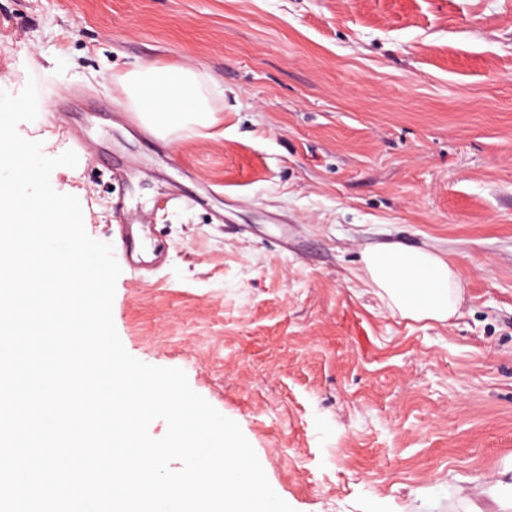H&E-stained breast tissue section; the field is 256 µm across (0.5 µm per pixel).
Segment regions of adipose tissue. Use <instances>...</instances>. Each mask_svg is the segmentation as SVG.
<instances>
[{"mask_svg": "<svg viewBox=\"0 0 512 512\" xmlns=\"http://www.w3.org/2000/svg\"><path fill=\"white\" fill-rule=\"evenodd\" d=\"M125 106L158 137L189 125L213 123L212 89L182 64L148 62L119 79ZM367 282L403 317L443 321L454 316L463 292L459 268L436 252L402 243L381 244L362 256Z\"/></svg>", "mask_w": 512, "mask_h": 512, "instance_id": "1", "label": "adipose tissue"}]
</instances>
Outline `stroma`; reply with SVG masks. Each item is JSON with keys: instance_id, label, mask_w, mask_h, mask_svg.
I'll use <instances>...</instances> for the list:
<instances>
[{"instance_id": "35a3bbf8", "label": "stroma", "mask_w": 512, "mask_h": 512, "mask_svg": "<svg viewBox=\"0 0 512 512\" xmlns=\"http://www.w3.org/2000/svg\"><path fill=\"white\" fill-rule=\"evenodd\" d=\"M146 62L218 84L214 125L146 135L116 84ZM31 80L17 131L76 152L51 185L88 235L165 247L140 277L114 245L124 347L238 423L294 512H504L512 0H0V90ZM397 242L461 267L451 320L367 285Z\"/></svg>"}]
</instances>
